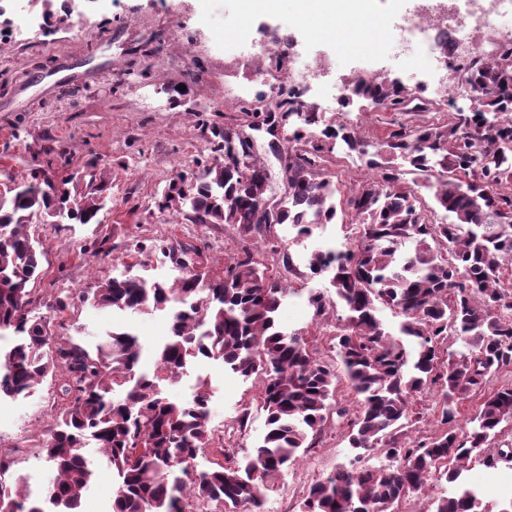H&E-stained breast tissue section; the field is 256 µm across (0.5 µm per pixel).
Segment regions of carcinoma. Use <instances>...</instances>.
Instances as JSON below:
<instances>
[{
  "label": "carcinoma",
  "instance_id": "obj_1",
  "mask_svg": "<svg viewBox=\"0 0 512 512\" xmlns=\"http://www.w3.org/2000/svg\"><path fill=\"white\" fill-rule=\"evenodd\" d=\"M512 56L484 60L468 68L469 104L446 122L399 125L375 146L354 126H326L320 135L303 128L319 125V115L286 95L262 112L251 113V129L271 133L294 117L293 141L301 147L269 143L288 154V190L269 209V174L253 157L252 146L232 129L221 140L204 177L187 185L177 175L158 200L161 210L187 212L194 224H228L243 235L263 227L311 224L336 219V186L318 169L321 153L340 143L366 158L374 179L353 189L346 204L359 218L358 236L336 257L312 253L308 267L331 272L330 286L347 315L333 336L334 364L307 347L300 332L281 331L275 315L290 294L279 270L257 267L251 255L224 267V275L199 269L172 284L142 276L108 278L92 295L66 294L53 309L75 302L136 313L165 311L176 300L170 336L158 349L154 371L136 373L139 338L110 332L90 351L53 335L48 322L29 309V283L39 275L43 252L26 228L33 217L65 224H96L105 205L107 181L87 194L56 188L45 168L0 194V336L18 333L17 343L0 347V396L29 391L48 375L62 380L54 429L45 440L52 468V492L37 499L13 479L14 460L0 455V512H81L84 493L96 479L81 448L88 441L107 458L117 477L112 512H185L189 498L221 503L229 512L248 505L261 512L268 479L312 447L329 421V399L343 377L355 394V411L336 408L346 423L350 447L381 449L392 466L342 465L313 483L303 512H392L410 490L443 478L454 485L435 499L434 512H479L476 492L460 482V470L474 458L495 470L512 455L494 445L512 429V384L487 389L496 374L512 369ZM411 93L384 75L352 82V98L382 111L403 110ZM402 158L407 173L384 162ZM428 190L427 204L422 190ZM444 214L433 221L432 214ZM207 297L200 298L201 288ZM381 307L399 318L393 334L377 317ZM220 359L224 368L255 377L266 413L265 433L241 462H214L196 470L192 461L210 443L208 385L189 402L162 396L159 382L178 376L188 363ZM441 394L437 422L444 432L429 442L409 436L420 412L415 397ZM482 391L479 407L458 431L461 406Z\"/></svg>",
  "mask_w": 512,
  "mask_h": 512
}]
</instances>
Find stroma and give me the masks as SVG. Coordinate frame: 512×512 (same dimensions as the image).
<instances>
[{
    "label": "stroma",
    "instance_id": "35a3bbf8",
    "mask_svg": "<svg viewBox=\"0 0 512 512\" xmlns=\"http://www.w3.org/2000/svg\"><path fill=\"white\" fill-rule=\"evenodd\" d=\"M48 10L58 24L38 29L36 19ZM381 11L383 20L362 24L353 40L344 34L312 39L301 28L293 32L299 53L334 60L336 74L382 70L411 89L428 85L423 99L430 110L395 114L364 112L355 103L330 109L320 89H302L310 111L329 124L358 125L370 140L383 137L395 120L441 122L467 96L463 89L448 98L434 93L442 74L437 64L384 63L385 21L394 12L386 5ZM292 21L286 12L244 16L238 0H18L14 12L0 17V190L48 160L61 176L85 175L89 164L97 163L111 184L97 223L54 226L38 217L29 226L44 251L40 274L30 285V308L49 321L54 335L91 349L105 332L135 333L143 345V366L152 369L153 348L168 333L166 313L78 305L59 315L51 303L61 293L94 292L100 281L128 269L151 281L173 282L180 271L168 252L186 246L198 251L201 266L215 276L223 275L225 262L247 255L277 269L290 257L288 281L295 294L282 305L278 325L287 333L304 331L318 357L334 358L332 336L346 312L328 276H311L307 258L319 245H341L353 236L352 213L312 225L302 238L284 225L242 237L230 226L194 224L186 214L156 204L171 177L179 174L190 183L211 165L214 130L246 125V110L265 108L274 97L262 76L226 77L228 53L245 39L261 38ZM66 59L77 64L76 80L68 85L56 76ZM47 146L53 156H45ZM320 169L344 194L374 175L358 156L339 151L326 154ZM96 246L108 255L95 264L91 250ZM313 292L325 297L324 315H316L308 303ZM201 376L211 394L212 441L195 461L204 469L218 457L240 460L251 453L266 415L257 381L225 372L220 361L200 363L187 377L163 383L164 396L184 400V387H195ZM59 394L57 379L48 377L26 400L0 407V449L12 453L18 475L39 484L52 475L42 441L54 425L52 405ZM83 453L99 476L83 498L82 512H110L116 490L112 471L94 445ZM357 459L366 466L387 462L378 450L356 455L346 427L329 424L314 448L269 482L262 512H301L311 484ZM461 479L477 490L482 512H502L512 504V463L490 471L473 460Z\"/></svg>",
    "mask_w": 512,
    "mask_h": 512
}]
</instances>
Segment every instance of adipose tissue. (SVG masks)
<instances>
[{"mask_svg":"<svg viewBox=\"0 0 512 512\" xmlns=\"http://www.w3.org/2000/svg\"><path fill=\"white\" fill-rule=\"evenodd\" d=\"M243 14L279 13L291 9L296 18L328 35H335L334 19L364 22L377 13L375 0H240Z\"/></svg>","mask_w":512,"mask_h":512,"instance_id":"obj_1","label":"adipose tissue"}]
</instances>
